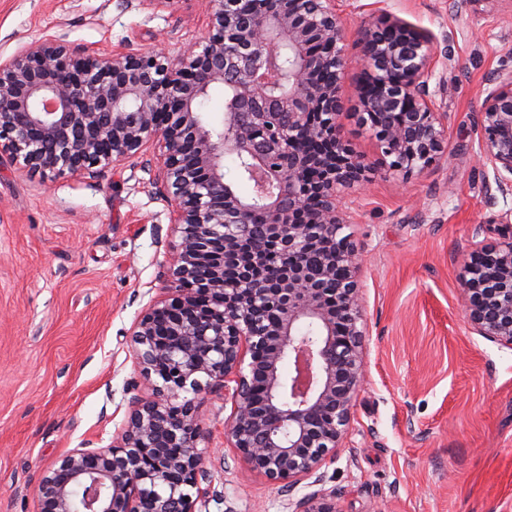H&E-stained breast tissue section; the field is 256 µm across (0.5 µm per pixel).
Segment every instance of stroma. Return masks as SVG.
Returning a JSON list of instances; mask_svg holds the SVG:
<instances>
[{
	"label": "stroma",
	"mask_w": 512,
	"mask_h": 512,
	"mask_svg": "<svg viewBox=\"0 0 512 512\" xmlns=\"http://www.w3.org/2000/svg\"><path fill=\"white\" fill-rule=\"evenodd\" d=\"M208 0H0V59L65 39L101 53L178 54L207 32ZM348 66L340 134L366 162L356 115L362 30L397 16L453 34L448 151L424 172L375 174L346 200L364 249L366 376L346 443L323 465L338 512H512V348L473 331L459 260L497 237L478 118L493 73L512 68V0H338ZM152 150L96 176L54 178L0 161V512H35L41 470L111 445L144 392L128 331L158 295L171 250ZM212 496L197 512H283L285 492L233 458L223 395L198 397Z\"/></svg>",
	"instance_id": "obj_1"
}]
</instances>
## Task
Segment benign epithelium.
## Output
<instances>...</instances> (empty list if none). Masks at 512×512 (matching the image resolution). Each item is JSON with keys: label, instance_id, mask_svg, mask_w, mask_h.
Instances as JSON below:
<instances>
[{"label": "benign epithelium", "instance_id": "7a95c632", "mask_svg": "<svg viewBox=\"0 0 512 512\" xmlns=\"http://www.w3.org/2000/svg\"><path fill=\"white\" fill-rule=\"evenodd\" d=\"M210 4L206 40L175 57L46 39L0 62V158L44 177L92 175L151 144L175 204L170 288L131 328L150 392L111 446L74 448L40 473L36 512H197L207 470L196 399L214 387L232 401L224 437L237 460L290 493L312 479L289 512H338L319 470L346 438L366 351L362 253L343 233L341 192L373 172L337 123L343 24L336 0ZM443 42L400 17L364 30L360 121L380 117L370 129L389 172H422L448 150L439 65L453 38ZM326 68L337 82L316 81ZM215 83L227 88L219 128L200 112ZM482 93L476 156L492 170L494 206L512 198V69ZM226 155L255 192L224 179ZM267 244L288 262L262 277ZM458 283L473 330L512 347V208L495 244L464 255Z\"/></svg>", "mask_w": 512, "mask_h": 512}]
</instances>
